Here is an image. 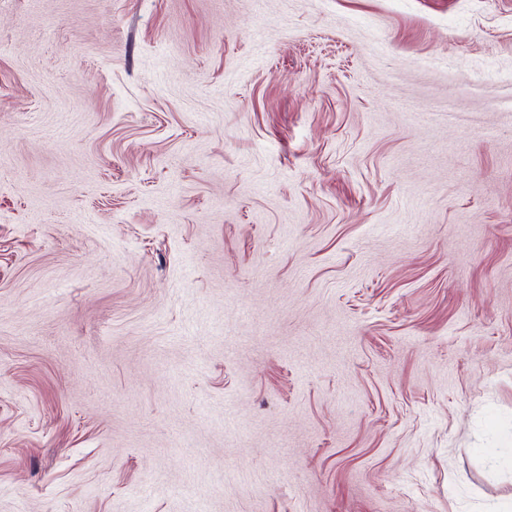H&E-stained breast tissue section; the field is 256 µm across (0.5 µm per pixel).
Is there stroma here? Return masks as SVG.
Instances as JSON below:
<instances>
[{"mask_svg": "<svg viewBox=\"0 0 512 512\" xmlns=\"http://www.w3.org/2000/svg\"><path fill=\"white\" fill-rule=\"evenodd\" d=\"M512 512V0H0V512Z\"/></svg>", "mask_w": 512, "mask_h": 512, "instance_id": "stroma-1", "label": "stroma"}]
</instances>
